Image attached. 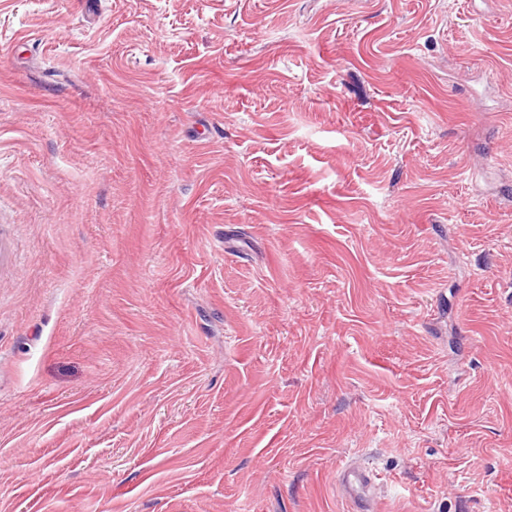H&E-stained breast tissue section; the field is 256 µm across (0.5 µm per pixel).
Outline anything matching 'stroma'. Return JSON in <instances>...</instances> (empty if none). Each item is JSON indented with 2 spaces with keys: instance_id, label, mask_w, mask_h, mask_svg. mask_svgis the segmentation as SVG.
I'll return each instance as SVG.
<instances>
[{
  "instance_id": "35a3bbf8",
  "label": "stroma",
  "mask_w": 512,
  "mask_h": 512,
  "mask_svg": "<svg viewBox=\"0 0 512 512\" xmlns=\"http://www.w3.org/2000/svg\"><path fill=\"white\" fill-rule=\"evenodd\" d=\"M512 512V0H0V512ZM338 489L356 512H377L378 485L374 474L362 463L350 461L337 474Z\"/></svg>"
}]
</instances>
